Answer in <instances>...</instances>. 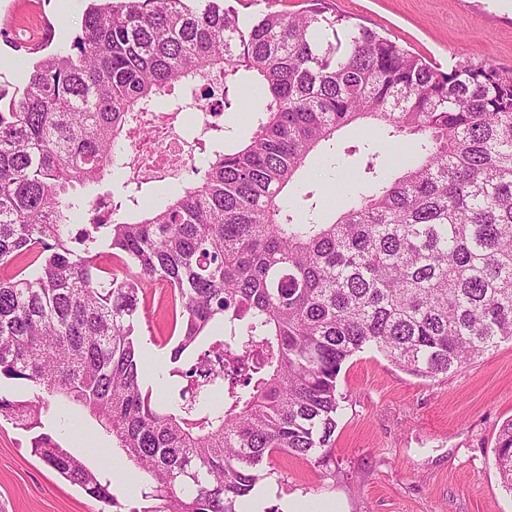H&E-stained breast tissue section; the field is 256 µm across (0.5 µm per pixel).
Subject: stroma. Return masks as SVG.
Instances as JSON below:
<instances>
[{"mask_svg": "<svg viewBox=\"0 0 512 512\" xmlns=\"http://www.w3.org/2000/svg\"><path fill=\"white\" fill-rule=\"evenodd\" d=\"M19 0H0V74L22 80L37 55L26 22H14ZM33 19L52 31L50 50L71 42L79 10L67 14L60 0H34ZM328 7L389 37L448 71L461 62L512 68V7L505 0H327ZM382 174L397 171L385 128L348 126L332 146L309 158L286 196L299 209L313 193L318 212L331 218L349 198V184L368 154ZM170 290L153 283L141 312L143 346L166 359L172 334L166 311ZM337 388L345 398L335 443L323 462L275 456L263 481L266 512H279L288 497L335 499L343 512H512V492L495 467L494 448L512 422V341L457 371L418 378L372 351L356 353L342 367ZM55 436L64 448H105L108 439L75 406H52ZM26 434L0 423V512H101L99 501L62 479L33 456Z\"/></svg>", "mask_w": 512, "mask_h": 512, "instance_id": "35a3bbf8", "label": "stroma"}]
</instances>
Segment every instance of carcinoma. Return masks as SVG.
Masks as SVG:
<instances>
[{"instance_id": "carcinoma-1", "label": "carcinoma", "mask_w": 512, "mask_h": 512, "mask_svg": "<svg viewBox=\"0 0 512 512\" xmlns=\"http://www.w3.org/2000/svg\"><path fill=\"white\" fill-rule=\"evenodd\" d=\"M244 17L225 0H92L69 47L0 83V416L31 453L121 512L113 481L46 431L88 414L135 468L129 512H238L277 454L321 462L355 353L434 378L512 340V69L430 66L327 15ZM224 92L255 129L160 199L101 191L138 114ZM360 119L390 128L331 222L282 193ZM110 256L115 268L99 259ZM170 289L166 399L137 334L144 285ZM495 465L512 491V422Z\"/></svg>"}]
</instances>
